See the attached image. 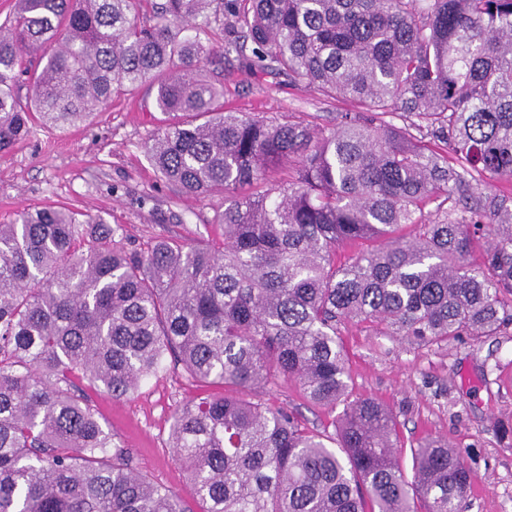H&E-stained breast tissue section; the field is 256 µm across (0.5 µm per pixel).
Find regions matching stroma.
Segmentation results:
<instances>
[{"instance_id":"stroma-1","label":"stroma","mask_w":512,"mask_h":512,"mask_svg":"<svg viewBox=\"0 0 512 512\" xmlns=\"http://www.w3.org/2000/svg\"><path fill=\"white\" fill-rule=\"evenodd\" d=\"M221 78L224 108L232 112L286 116L327 132L337 115L352 109L317 89L249 70L233 59L225 61ZM161 118L153 88L144 85L67 130L34 127L0 157V224L13 222L23 210L55 204L121 225L128 249L159 234L186 242L219 240L211 219L224 207L223 193L185 196L162 181L147 157L145 144ZM342 340L354 395L390 406L403 448L425 438L448 440L476 475L467 512H512V436L506 433L512 427V330L427 347L349 325ZM79 385L138 467L192 501V486L172 459V416L187 401L217 393V386L193 381L170 362L121 400L87 380ZM258 397L297 411L312 430L330 428L337 417L309 405L290 380Z\"/></svg>"}]
</instances>
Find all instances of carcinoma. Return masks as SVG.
Instances as JSON below:
<instances>
[{
	"label": "carcinoma",
	"mask_w": 512,
	"mask_h": 512,
	"mask_svg": "<svg viewBox=\"0 0 512 512\" xmlns=\"http://www.w3.org/2000/svg\"><path fill=\"white\" fill-rule=\"evenodd\" d=\"M233 55L356 111L327 135L226 112L208 70ZM145 84L167 116L151 164L224 193V241L129 252L120 226L51 205L0 224V512H193L73 381L119 400L168 354L199 383L288 379L343 406L329 436L235 394L186 403L171 448L198 512H465L460 450L421 442L408 474L390 410L352 398L341 326L421 346L512 327V194L479 190L512 180V0H15L0 155Z\"/></svg>",
	"instance_id": "obj_1"
}]
</instances>
